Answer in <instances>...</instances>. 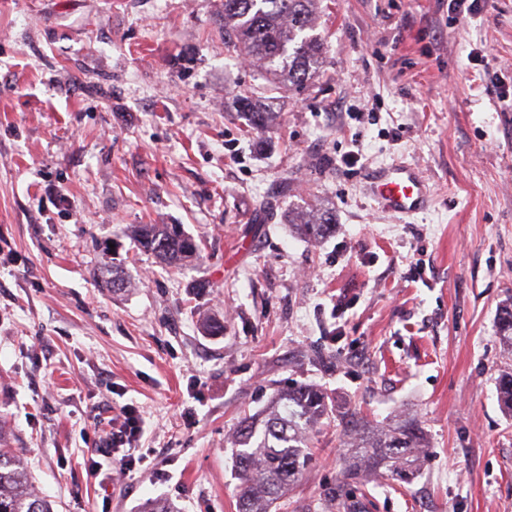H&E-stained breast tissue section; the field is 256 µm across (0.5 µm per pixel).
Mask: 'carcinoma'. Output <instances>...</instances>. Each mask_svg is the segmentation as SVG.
<instances>
[{
	"label": "carcinoma",
	"instance_id": "carcinoma-1",
	"mask_svg": "<svg viewBox=\"0 0 512 512\" xmlns=\"http://www.w3.org/2000/svg\"><path fill=\"white\" fill-rule=\"evenodd\" d=\"M320 2L224 0L220 16L224 42L258 64L273 82L290 90L303 89L324 62V40L315 33ZM235 104L254 130L271 129L276 117L272 100L244 94ZM288 223L311 241L328 237L336 227L325 211L296 212L288 216ZM128 232L142 250L170 267L190 261L199 251L195 239L177 224H131ZM498 321L502 339L512 346V305ZM499 395L511 412L512 373L499 379ZM333 415L324 393L304 384L273 395L263 420L246 417L239 423L234 453L238 512H271L310 459V433ZM346 446L352 459L351 478L376 473L401 481L418 470L426 448L421 426L406 418L385 433L351 434ZM0 512H52L50 504L35 494L31 475L12 448H0Z\"/></svg>",
	"mask_w": 512,
	"mask_h": 512
}]
</instances>
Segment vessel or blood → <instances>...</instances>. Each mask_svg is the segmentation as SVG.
Returning <instances> with one entry per match:
<instances>
[{
  "label": "vessel or blood",
  "instance_id": "1",
  "mask_svg": "<svg viewBox=\"0 0 512 512\" xmlns=\"http://www.w3.org/2000/svg\"><path fill=\"white\" fill-rule=\"evenodd\" d=\"M367 191L384 211L410 216L423 210L432 191L417 171L403 163H391L370 171Z\"/></svg>",
  "mask_w": 512,
  "mask_h": 512
}]
</instances>
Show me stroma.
Returning <instances> with one entry per match:
<instances>
[{"label":"stroma","mask_w":512,"mask_h":512,"mask_svg":"<svg viewBox=\"0 0 512 512\" xmlns=\"http://www.w3.org/2000/svg\"><path fill=\"white\" fill-rule=\"evenodd\" d=\"M223 10L0 0V437L53 512H237L240 420L313 384L377 431L416 418L429 448L411 482L351 481L325 422L277 512H512V0H324L327 59L299 91L225 46ZM251 92L276 102L268 132L233 108ZM396 159L428 210L365 193ZM315 207L336 219L318 242L286 222ZM129 224L181 225L200 252L164 266ZM115 258L117 293L95 279ZM128 404L141 464L90 476Z\"/></svg>","instance_id":"1"}]
</instances>
